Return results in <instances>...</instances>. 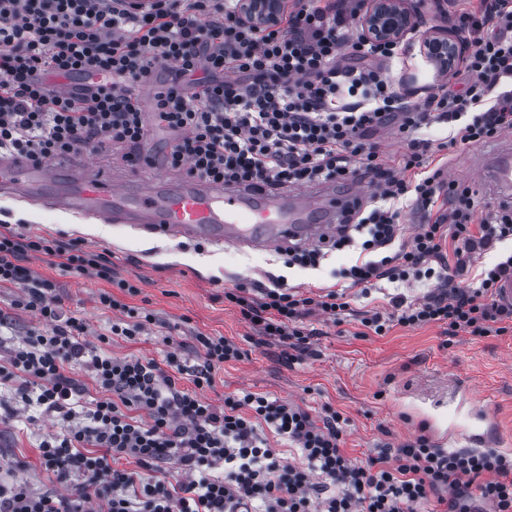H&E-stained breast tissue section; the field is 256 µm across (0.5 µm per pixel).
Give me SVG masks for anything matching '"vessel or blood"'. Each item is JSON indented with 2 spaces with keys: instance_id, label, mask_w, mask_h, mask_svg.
Wrapping results in <instances>:
<instances>
[{
  "instance_id": "1",
  "label": "vessel or blood",
  "mask_w": 512,
  "mask_h": 512,
  "mask_svg": "<svg viewBox=\"0 0 512 512\" xmlns=\"http://www.w3.org/2000/svg\"><path fill=\"white\" fill-rule=\"evenodd\" d=\"M487 179L512 194V147L489 151ZM0 196L59 211L131 224L167 238H198L256 249L310 245L332 235L347 211L365 197L358 183L337 194L333 183L270 193L159 174L108 182L85 167L39 165L0 157Z\"/></svg>"
}]
</instances>
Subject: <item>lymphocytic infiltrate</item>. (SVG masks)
<instances>
[{
  "instance_id": "lymphocytic-infiltrate-1",
  "label": "lymphocytic infiltrate",
  "mask_w": 512,
  "mask_h": 512,
  "mask_svg": "<svg viewBox=\"0 0 512 512\" xmlns=\"http://www.w3.org/2000/svg\"><path fill=\"white\" fill-rule=\"evenodd\" d=\"M239 0H0V154L42 163L89 146L123 149L128 166L147 165L139 147L146 124L138 91L155 83L153 112L173 133L163 157L173 171L206 181L284 188L350 178L366 181L373 207L353 215L331 247L363 259L340 273L348 287L433 282L422 300L392 299L395 314L362 319L368 332L443 324L449 335L498 336L512 323L496 283L512 276V255L460 285L465 256L512 241V208L476 217L468 186L447 179L423 129L449 127L450 144L475 145L512 129V0H457L456 22L469 44L461 68L436 92L408 104L385 74L398 53L357 32V0H293L278 26L251 27ZM83 77L61 92L54 78ZM388 133L403 151L390 158L375 138ZM421 216L414 233L404 209ZM453 243L455 265L443 253ZM75 277L114 283L98 304L117 311L110 332L133 338L154 321L127 322L124 296L137 286L113 280L112 259L79 240L0 231V285L22 290L19 306L46 324L17 339L0 381L15 382L22 403L57 416L59 431L41 439L39 460L50 487L0 485V512H414L436 501L441 512H512V457L448 450L426 434L384 443L366 462L342 449L338 414L322 420L299 405L246 392L223 406L204 400L216 366L239 359L238 346L196 333L201 361L181 365L112 357L86 344L82 319L65 315L55 283L28 266L30 254ZM260 335L285 344L286 363L308 350L301 318H337L341 292L302 297L281 286L225 292ZM81 364L101 395L87 399L71 377ZM187 376L189 387L178 379ZM144 412L145 420L134 417ZM286 440L299 462L284 460L272 439ZM175 465L176 481H142L120 468Z\"/></svg>"
}]
</instances>
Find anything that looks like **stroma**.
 Masks as SVG:
<instances>
[{"label": "stroma", "instance_id": "stroma-1", "mask_svg": "<svg viewBox=\"0 0 512 512\" xmlns=\"http://www.w3.org/2000/svg\"><path fill=\"white\" fill-rule=\"evenodd\" d=\"M388 73L416 99L440 82L419 35L399 61L389 64ZM442 156L447 176L471 186L476 217L503 206V198L481 185L473 147L457 145ZM77 222V217L46 206L0 198V225L65 242L83 239L91 250L109 251L117 278L138 287V294L126 302L151 312L155 322L135 339L112 337L108 349L114 357L160 362L176 342L183 346L182 360L193 365L195 333L223 336L242 355L216 369L213 387L203 389L214 405L249 391L294 402L317 420L326 411L337 412L346 421L344 450L359 461L384 443L397 445L422 431L435 444L456 450L462 447L459 432L482 433L485 450L512 455V331L451 338L442 325L431 324L397 326L383 336L363 335L364 312L387 315L393 311L390 299L395 294L415 300L425 293L416 284L396 289L385 282L365 294L350 289V308L339 322L317 313L306 316L302 325L313 332L309 349L300 363L288 365L281 344L262 340L238 308L225 301V290L239 283L265 288L276 279L300 293L315 292L333 286L337 272L358 260V250L329 253L312 269L287 265L273 250L160 238L131 224L102 221L96 233L82 236L75 229ZM29 265L57 283L65 309L87 325L86 342L97 345L114 318L95 301L105 282L61 274L35 257ZM20 295V288L0 287V313L7 318L0 336H23L43 328L36 315L18 307ZM58 428L55 418L34 416L9 388H0V483L21 481L35 492L48 486L37 445ZM17 460L26 462V469L11 471Z\"/></svg>", "mask_w": 512, "mask_h": 512}]
</instances>
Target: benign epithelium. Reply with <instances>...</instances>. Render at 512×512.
Wrapping results in <instances>:
<instances>
[{"mask_svg":"<svg viewBox=\"0 0 512 512\" xmlns=\"http://www.w3.org/2000/svg\"><path fill=\"white\" fill-rule=\"evenodd\" d=\"M287 10L288 0H239L238 18L245 25L267 27L280 22ZM418 19L413 0H364L361 35L369 41L399 42L418 24ZM423 46L441 73L458 63L466 52L464 41L448 28L430 32Z\"/></svg>","mask_w":512,"mask_h":512,"instance_id":"1","label":"benign epithelium"}]
</instances>
